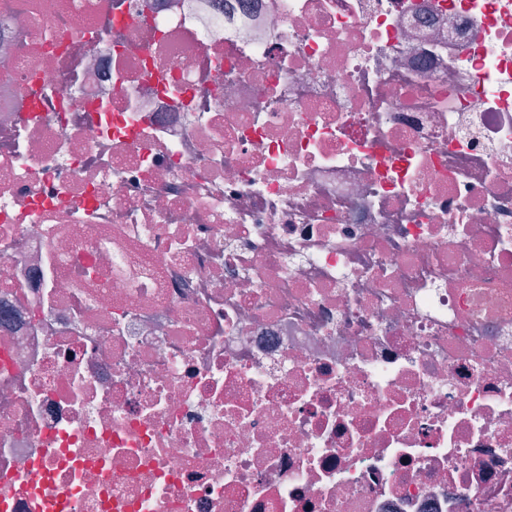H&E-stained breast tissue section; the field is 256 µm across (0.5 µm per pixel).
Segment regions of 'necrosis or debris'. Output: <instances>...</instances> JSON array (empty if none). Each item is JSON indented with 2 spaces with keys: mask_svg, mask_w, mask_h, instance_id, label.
Listing matches in <instances>:
<instances>
[{
  "mask_svg": "<svg viewBox=\"0 0 512 512\" xmlns=\"http://www.w3.org/2000/svg\"><path fill=\"white\" fill-rule=\"evenodd\" d=\"M0 512H512V0H0Z\"/></svg>",
  "mask_w": 512,
  "mask_h": 512,
  "instance_id": "necrosis-or-debris-1",
  "label": "necrosis or debris"
}]
</instances>
